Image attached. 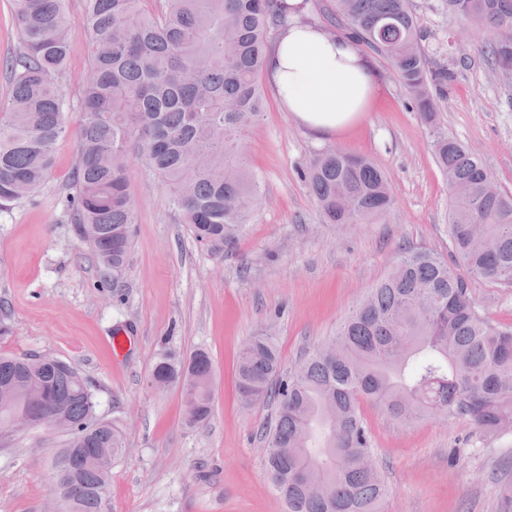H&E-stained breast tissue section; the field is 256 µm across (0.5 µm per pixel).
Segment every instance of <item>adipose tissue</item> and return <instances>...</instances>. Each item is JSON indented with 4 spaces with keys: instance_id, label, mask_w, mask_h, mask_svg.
<instances>
[{
    "instance_id": "obj_1",
    "label": "adipose tissue",
    "mask_w": 512,
    "mask_h": 512,
    "mask_svg": "<svg viewBox=\"0 0 512 512\" xmlns=\"http://www.w3.org/2000/svg\"><path fill=\"white\" fill-rule=\"evenodd\" d=\"M265 75L279 108L320 136L346 132L381 92L371 59L354 41L298 19L282 29Z\"/></svg>"
}]
</instances>
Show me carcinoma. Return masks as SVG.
I'll list each match as a JSON object with an SVG mask.
<instances>
[{
	"label": "carcinoma",
	"mask_w": 512,
	"mask_h": 512,
	"mask_svg": "<svg viewBox=\"0 0 512 512\" xmlns=\"http://www.w3.org/2000/svg\"><path fill=\"white\" fill-rule=\"evenodd\" d=\"M19 49L6 62L12 87L0 113V206L45 182L55 144L68 134L64 86L66 0H13ZM94 45L75 132L76 163L65 202L78 236L99 263L124 267L136 224L128 159L144 157L180 223L219 246L248 221L242 198L260 199L240 136L262 112L259 76L267 39L288 25V0H84ZM448 13L493 33L484 54L512 75V0H447ZM336 21L387 57L425 123L452 88V64L429 66L409 0H334ZM432 149L448 184L454 263L405 248L336 335L289 375L273 337L241 349L236 389L245 404L274 400L264 469L285 512H383L389 495L361 403L413 421L443 412L492 435L512 427V326H494L470 295L471 277L512 284V194L492 189L481 159L436 135ZM325 224H371L394 195L370 159L325 149L303 171ZM153 375L177 385L185 424L213 411L209 354L165 351ZM61 406L67 444L52 463L51 492L66 512H102L112 464L124 454L120 427L98 416L88 382L71 364L40 355L0 356V423L23 394Z\"/></svg>",
	"instance_id": "cac0c4a2"
}]
</instances>
